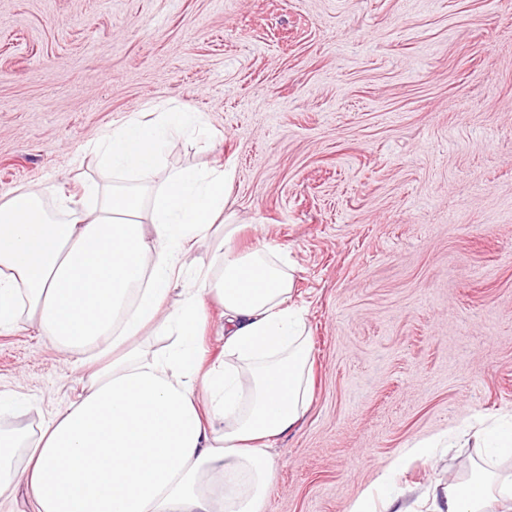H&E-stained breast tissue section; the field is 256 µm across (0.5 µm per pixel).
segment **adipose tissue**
Listing matches in <instances>:
<instances>
[{
  "label": "adipose tissue",
  "mask_w": 512,
  "mask_h": 512,
  "mask_svg": "<svg viewBox=\"0 0 512 512\" xmlns=\"http://www.w3.org/2000/svg\"><path fill=\"white\" fill-rule=\"evenodd\" d=\"M201 126L182 109L114 127L91 147L133 184L88 185L62 212L41 189L0 202V328L28 315L77 365L100 364L36 438L0 433V481L21 479L33 512H260L269 443L308 405L292 267L271 249H240L239 225H219L223 167L163 169L169 142ZM203 241L217 242L213 261L190 270ZM208 297L224 307V361L207 367ZM147 329L172 344L146 354L136 340ZM508 501L512 485L483 479L446 488L434 512Z\"/></svg>",
  "instance_id": "adipose-tissue-1"
}]
</instances>
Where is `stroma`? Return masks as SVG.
<instances>
[{
    "label": "stroma",
    "mask_w": 512,
    "mask_h": 512,
    "mask_svg": "<svg viewBox=\"0 0 512 512\" xmlns=\"http://www.w3.org/2000/svg\"><path fill=\"white\" fill-rule=\"evenodd\" d=\"M156 104L199 113L167 168L230 174L242 247L294 268L312 391L262 512H430L512 424V0H0V200L109 184L89 143ZM37 324L0 331L33 433L80 395ZM438 436L448 445L408 456Z\"/></svg>",
    "instance_id": "35a3bbf8"
}]
</instances>
